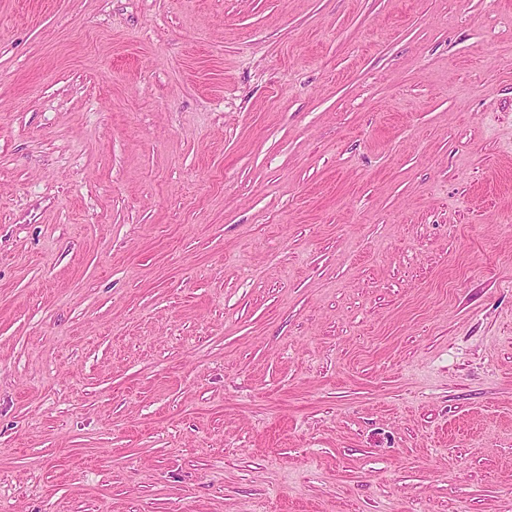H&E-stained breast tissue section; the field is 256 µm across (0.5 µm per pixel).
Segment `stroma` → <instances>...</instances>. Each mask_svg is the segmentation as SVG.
I'll use <instances>...</instances> for the list:
<instances>
[{
  "label": "stroma",
  "mask_w": 512,
  "mask_h": 512,
  "mask_svg": "<svg viewBox=\"0 0 512 512\" xmlns=\"http://www.w3.org/2000/svg\"><path fill=\"white\" fill-rule=\"evenodd\" d=\"M0 512H512V0H0Z\"/></svg>",
  "instance_id": "obj_1"
}]
</instances>
